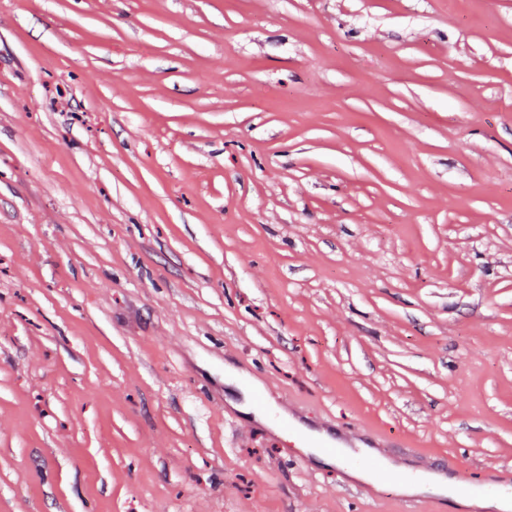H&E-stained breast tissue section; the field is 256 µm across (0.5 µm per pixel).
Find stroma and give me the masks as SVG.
Returning <instances> with one entry per match:
<instances>
[{
	"label": "stroma",
	"mask_w": 512,
	"mask_h": 512,
	"mask_svg": "<svg viewBox=\"0 0 512 512\" xmlns=\"http://www.w3.org/2000/svg\"><path fill=\"white\" fill-rule=\"evenodd\" d=\"M290 401L512 465V0H0V512H352Z\"/></svg>",
	"instance_id": "1"
}]
</instances>
